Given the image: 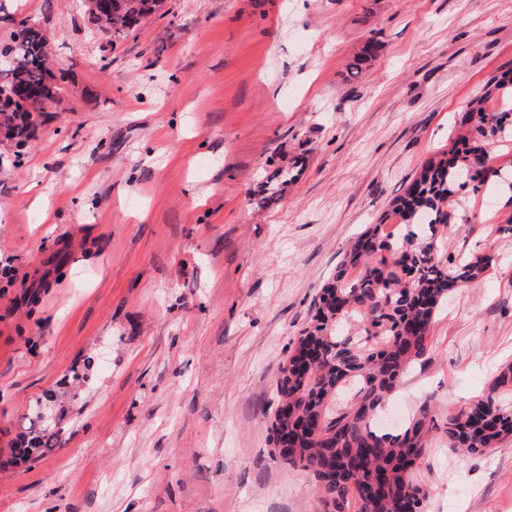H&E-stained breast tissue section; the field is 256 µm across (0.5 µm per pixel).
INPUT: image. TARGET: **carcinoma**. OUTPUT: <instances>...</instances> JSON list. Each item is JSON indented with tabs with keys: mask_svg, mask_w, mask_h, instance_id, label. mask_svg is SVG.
I'll use <instances>...</instances> for the list:
<instances>
[{
	"mask_svg": "<svg viewBox=\"0 0 512 512\" xmlns=\"http://www.w3.org/2000/svg\"><path fill=\"white\" fill-rule=\"evenodd\" d=\"M151 2L113 0L106 33L126 36L154 13ZM47 46L38 27L14 32L4 44L14 63L0 67V87L49 82ZM505 85L502 76L487 80L485 95L461 117L466 132L453 143L450 157L425 164L398 198L394 211L401 217L400 232L389 236L375 224L352 242L321 289L313 323L280 368V406L271 426L275 452L317 477L319 512H423L427 495L417 472L433 438L435 408L424 404L397 433L381 432L374 419L401 376L430 350L434 317L448 293L472 286L492 267L493 256L457 258L443 242L452 207L449 187L486 196L499 185L512 188V172L486 166L485 152L490 139L512 140V109L486 111L487 100ZM0 126L28 139L33 121L20 104L5 100ZM352 379L359 385L350 405L333 408ZM511 393L509 365L488 393L448 408V450L483 454L512 437V407L505 403ZM28 423L20 433L27 447L18 449L26 460L45 455L61 432L58 423H42L37 410Z\"/></svg>",
	"mask_w": 512,
	"mask_h": 512,
	"instance_id": "obj_1",
	"label": "carcinoma"
}]
</instances>
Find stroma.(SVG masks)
<instances>
[{
    "label": "stroma",
    "instance_id": "1",
    "mask_svg": "<svg viewBox=\"0 0 512 512\" xmlns=\"http://www.w3.org/2000/svg\"><path fill=\"white\" fill-rule=\"evenodd\" d=\"M80 3L0 0V45L40 23L66 75L25 147L0 139V512H316L273 453L279 370L352 239L399 223L512 72V0H165L113 41ZM453 203L447 251L495 263L449 295L390 422L512 363V237ZM38 402L62 442L11 463ZM419 476L424 512H512V438L462 457L435 431Z\"/></svg>",
    "mask_w": 512,
    "mask_h": 512
}]
</instances>
